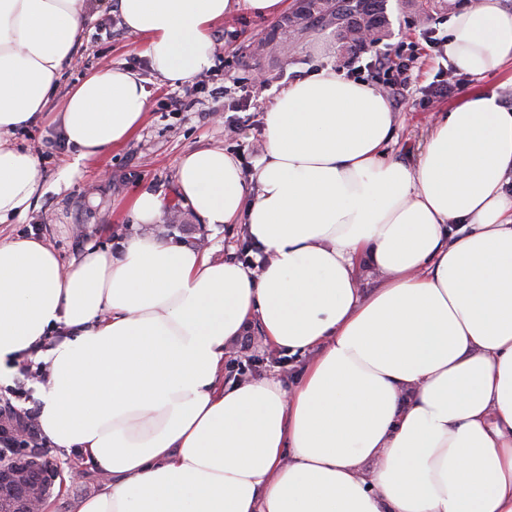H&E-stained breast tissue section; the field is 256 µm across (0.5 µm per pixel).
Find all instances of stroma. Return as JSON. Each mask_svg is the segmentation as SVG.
Masks as SVG:
<instances>
[{"instance_id":"obj_1","label":"stroma","mask_w":512,"mask_h":512,"mask_svg":"<svg viewBox=\"0 0 512 512\" xmlns=\"http://www.w3.org/2000/svg\"><path fill=\"white\" fill-rule=\"evenodd\" d=\"M87 5L83 43L66 71L59 94H66L68 86L88 74L121 64L144 77L149 108L143 125L130 140L81 165L66 184L60 182L59 174L69 164L70 155L60 144L55 125L40 122L16 130L12 136L13 144L34 151L42 189L26 215L0 223V241L41 238L66 266L89 242L120 253L135 229L128 204L139 192L152 191L167 203H179L176 164L187 149L222 147L239 160L244 175H251L264 155L265 113L279 90L326 66L346 69L352 60L335 29L324 27L311 28L285 39L275 51L256 55L257 42L265 39L274 22L236 12L215 27L213 67L187 83H174L153 73L142 54V38L125 28L116 0H87ZM386 7L390 35L379 42L376 51H397L410 59L411 83L408 88L393 90L390 74L372 68L368 53L357 60V76L398 98L394 110L399 126L391 149L399 157L414 160L423 150L425 130L434 113L448 111L461 94L481 87L482 82L450 67L446 78L456 85V92L445 98L433 97L430 85L442 58L428 40L446 36L447 13L434 14L428 22L419 23L407 0H387ZM259 73L264 75L265 85L253 84ZM175 97L185 100L181 110L171 105ZM228 124L235 126V133L225 132ZM180 205L183 223L159 219L154 227L159 237L190 244L202 239L214 258H223L231 251L237 260H247L241 225L209 226L189 204ZM300 365L299 358L263 345L252 331L237 345L233 362L225 366V377L259 380L274 375L287 386L293 383ZM36 369L34 362H21L10 385H0V401H10L20 410L38 407Z\"/></svg>"}]
</instances>
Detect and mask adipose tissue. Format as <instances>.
Wrapping results in <instances>:
<instances>
[{"label":"adipose tissue","mask_w":512,"mask_h":512,"mask_svg":"<svg viewBox=\"0 0 512 512\" xmlns=\"http://www.w3.org/2000/svg\"><path fill=\"white\" fill-rule=\"evenodd\" d=\"M285 0H119L151 69L185 82L213 32ZM85 0H0V223L24 216L38 161L7 138L37 121L80 45ZM447 57L512 70V9L463 5ZM149 106L123 66L54 119L73 165L128 141ZM385 95L327 67L283 87L251 175L220 147L179 158V195L241 224L254 258L216 260L150 233L63 266L0 242V381L48 366L43 437L107 477L79 512H512V107L495 90L437 113L417 161L391 155ZM367 264L377 286L364 290ZM305 356L299 381L223 383L244 332Z\"/></svg>","instance_id":"1"}]
</instances>
